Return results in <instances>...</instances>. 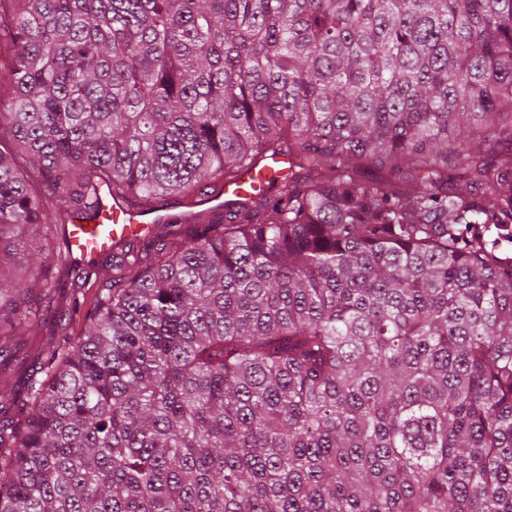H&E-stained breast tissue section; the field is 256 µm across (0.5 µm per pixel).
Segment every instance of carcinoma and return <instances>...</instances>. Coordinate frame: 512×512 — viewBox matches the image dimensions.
<instances>
[{
	"label": "carcinoma",
	"mask_w": 512,
	"mask_h": 512,
	"mask_svg": "<svg viewBox=\"0 0 512 512\" xmlns=\"http://www.w3.org/2000/svg\"><path fill=\"white\" fill-rule=\"evenodd\" d=\"M20 2L1 335L98 190L288 175L155 225L0 428V512H512V0Z\"/></svg>",
	"instance_id": "obj_1"
}]
</instances>
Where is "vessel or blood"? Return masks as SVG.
Masks as SVG:
<instances>
[{
  "label": "vessel or blood",
  "instance_id": "vessel-or-blood-1",
  "mask_svg": "<svg viewBox=\"0 0 512 512\" xmlns=\"http://www.w3.org/2000/svg\"><path fill=\"white\" fill-rule=\"evenodd\" d=\"M286 162V157L281 155L265 158L261 168L242 171L235 181L224 183L218 193L208 198V205L219 212L227 199L256 194L266 188L271 177L282 174ZM169 219L162 204L145 210L132 206L127 200L104 194L97 217L79 213L70 216V253L85 261L99 259L115 252L122 242L149 234L155 223Z\"/></svg>",
  "mask_w": 512,
  "mask_h": 512
}]
</instances>
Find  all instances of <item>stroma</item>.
<instances>
[{
  "instance_id": "35a3bbf8",
  "label": "stroma",
  "mask_w": 512,
  "mask_h": 512,
  "mask_svg": "<svg viewBox=\"0 0 512 512\" xmlns=\"http://www.w3.org/2000/svg\"><path fill=\"white\" fill-rule=\"evenodd\" d=\"M128 252L121 247L103 258L99 279L84 285L67 275L70 258L64 246H57L46 272L47 278L56 282V289L50 296H36V315L20 334L0 339L1 423L21 416L28 387L42 375L47 348L63 339L77 341L83 335L98 292L117 281Z\"/></svg>"
}]
</instances>
